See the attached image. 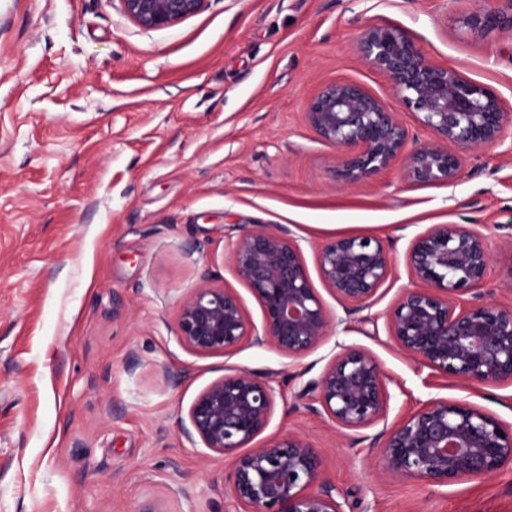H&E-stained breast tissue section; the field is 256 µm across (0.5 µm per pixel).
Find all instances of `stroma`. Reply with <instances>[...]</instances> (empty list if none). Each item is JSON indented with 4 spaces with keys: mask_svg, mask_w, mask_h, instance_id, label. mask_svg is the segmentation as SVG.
Listing matches in <instances>:
<instances>
[{
    "mask_svg": "<svg viewBox=\"0 0 512 512\" xmlns=\"http://www.w3.org/2000/svg\"><path fill=\"white\" fill-rule=\"evenodd\" d=\"M485 0H205L146 30L118 0H0V512H237L230 457L189 442L196 397L226 369L272 376L259 435L294 433L324 477L365 512H512V464L444 487L379 471L365 442L338 435L296 395L338 343L382 363L393 425L432 398H464L512 421V385L465 387L403 354L386 315L411 287L406 252L434 224L488 237L496 300L512 277V123L462 150L454 185H418L402 163L362 182L304 120L323 86L351 81L383 100L389 82L357 42L406 30L426 57L494 91L512 113V29L470 31ZM289 230L334 324L300 358L244 340L202 355L176 339L180 299L233 289L260 305L227 250L241 227ZM369 232L395 267L355 313L322 283L319 244Z\"/></svg>",
    "mask_w": 512,
    "mask_h": 512,
    "instance_id": "1",
    "label": "stroma"
}]
</instances>
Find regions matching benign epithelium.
Returning a JSON list of instances; mask_svg holds the SVG:
<instances>
[{
  "label": "benign epithelium",
  "mask_w": 512,
  "mask_h": 512,
  "mask_svg": "<svg viewBox=\"0 0 512 512\" xmlns=\"http://www.w3.org/2000/svg\"><path fill=\"white\" fill-rule=\"evenodd\" d=\"M126 17L158 30L197 13L204 0H119ZM472 14L467 25L482 31L508 23L512 0ZM362 59L390 82L395 104L361 85L337 81L308 102L304 118L317 137L336 148V175L347 182L371 179L406 156L404 176L417 184L457 181L462 158L502 141L507 113L490 89L459 70L428 60L413 37L389 24L369 27L358 43ZM412 113L434 140L406 151L409 130L399 112ZM237 276L263 313L262 329L247 319L229 288L201 287L184 296L177 340L201 354L227 353L249 338L293 358L327 336L331 317L307 271L297 240L268 225L243 227L228 241ZM412 278L387 315L389 337L405 354L460 384H512V305L482 290L492 258L480 231L437 224L417 234L407 252ZM320 278L346 311L358 310L391 277L394 257L377 236H336L317 252ZM474 292L470 300L462 296ZM388 375L368 351L341 345L319 378L298 398L336 428L370 429L386 416ZM275 401L272 379L234 369L209 384L188 410L183 435L232 457L224 489L244 512H345L342 494L320 469L309 442L286 435L261 446L252 442L267 427ZM381 471L395 478L446 486L463 478H487L512 462V422L465 399L432 398L420 409L370 438Z\"/></svg>",
  "instance_id": "obj_1"
}]
</instances>
